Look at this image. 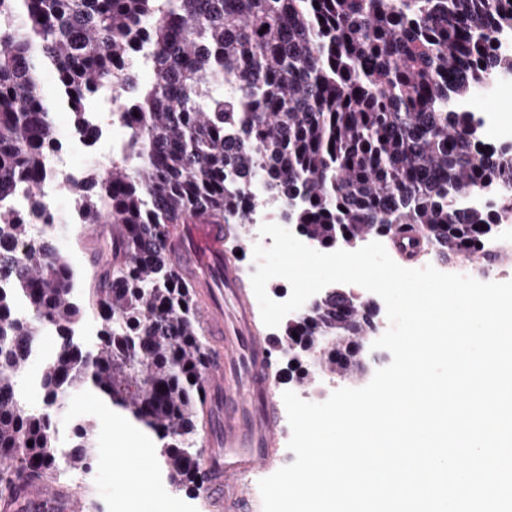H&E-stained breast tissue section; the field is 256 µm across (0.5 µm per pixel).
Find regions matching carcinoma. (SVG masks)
I'll return each instance as SVG.
<instances>
[{
  "label": "carcinoma",
  "mask_w": 512,
  "mask_h": 512,
  "mask_svg": "<svg viewBox=\"0 0 512 512\" xmlns=\"http://www.w3.org/2000/svg\"><path fill=\"white\" fill-rule=\"evenodd\" d=\"M506 29L512 0H0V502L92 468L94 424H76L61 457L54 423L85 385L158 436L171 484L203 482L195 434L210 346L166 234L200 218L242 223L252 178L323 249L412 226L438 262L484 251L495 215L461 199L497 179L512 187V146L475 149L471 113L450 100L512 70V57L492 54ZM144 42L153 80L142 87L130 60ZM104 92L122 96L125 139L79 201L83 223L110 217L122 230L86 292L54 225L36 232V189L57 145L56 106L80 123ZM19 192L27 212L4 206ZM87 313L101 324L90 344L71 334ZM375 316L373 302L335 289L286 339L316 348L326 330L348 336L330 356L356 370L351 337ZM42 329L58 343L33 380L34 410L17 375Z\"/></svg>",
  "instance_id": "carcinoma-1"
}]
</instances>
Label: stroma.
I'll list each match as a JSON object with an SVG mask.
<instances>
[{"mask_svg":"<svg viewBox=\"0 0 512 512\" xmlns=\"http://www.w3.org/2000/svg\"><path fill=\"white\" fill-rule=\"evenodd\" d=\"M112 234L108 224H58L59 251L68 257L81 276L82 287L92 285L93 262L104 239ZM392 356L384 349H366L364 365L351 377H332L327 366L308 368L305 360L279 352L276 394L298 391L316 395L324 378H333L336 388H361L375 372L390 364ZM95 425L94 461L89 472L63 480L59 489L78 504L77 512H209L203 491L175 490L164 475L157 452L158 440L117 408L106 406L102 396L84 387L70 391L64 407L57 412L58 438L69 443L75 424ZM146 477L152 483L149 498L131 500L126 493L130 481Z\"/></svg>","mask_w":512,"mask_h":512,"instance_id":"1","label":"stroma"}]
</instances>
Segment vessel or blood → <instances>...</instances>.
<instances>
[{"label":"vessel or blood","instance_id":"obj_1","mask_svg":"<svg viewBox=\"0 0 512 512\" xmlns=\"http://www.w3.org/2000/svg\"><path fill=\"white\" fill-rule=\"evenodd\" d=\"M173 261L200 301L214 350L204 375L207 426L205 495L210 512H244L254 497L251 478L276 461L283 423L275 400V340L258 325L235 257L221 224L169 227ZM30 504L39 512H73L74 505L48 489Z\"/></svg>","mask_w":512,"mask_h":512}]
</instances>
